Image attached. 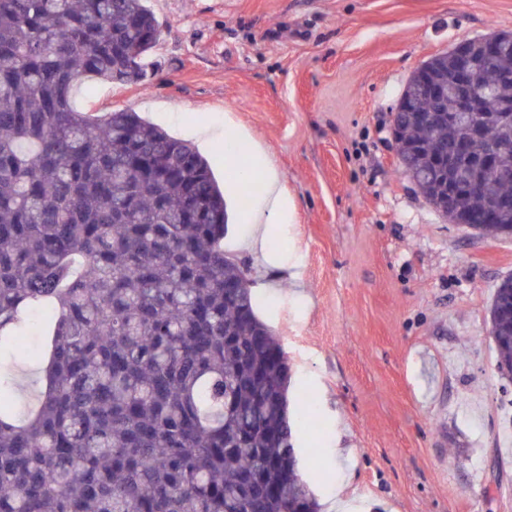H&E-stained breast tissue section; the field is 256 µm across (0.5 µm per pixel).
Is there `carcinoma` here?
Instances as JSON below:
<instances>
[{
    "label": "carcinoma",
    "mask_w": 512,
    "mask_h": 512,
    "mask_svg": "<svg viewBox=\"0 0 512 512\" xmlns=\"http://www.w3.org/2000/svg\"><path fill=\"white\" fill-rule=\"evenodd\" d=\"M161 30L146 0H0V512H321L300 470L288 360L259 319L248 268L224 249L208 162L137 113L93 120L88 77L146 79ZM484 149L512 143V44L481 75ZM426 97L393 123L401 172L442 211L434 153L462 128L428 125ZM512 200L487 177L464 206ZM471 229L512 236V212ZM512 276L488 307L512 378ZM46 308L42 385L23 413L4 358Z\"/></svg>",
    "instance_id": "obj_1"
}]
</instances>
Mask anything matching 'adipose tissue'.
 <instances>
[{
    "label": "adipose tissue",
    "instance_id": "1",
    "mask_svg": "<svg viewBox=\"0 0 512 512\" xmlns=\"http://www.w3.org/2000/svg\"><path fill=\"white\" fill-rule=\"evenodd\" d=\"M184 134L204 145L223 140L225 154L237 158L242 176L225 180V197H232L249 179L262 180L263 191L255 206L239 218L240 223L250 227L241 245L266 266H279L280 258L271 242L279 225L291 223L293 203L272 158L250 134L238 129L222 130L212 124H193L185 127Z\"/></svg>",
    "mask_w": 512,
    "mask_h": 512
}]
</instances>
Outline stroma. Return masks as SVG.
Wrapping results in <instances>:
<instances>
[{
	"mask_svg": "<svg viewBox=\"0 0 512 512\" xmlns=\"http://www.w3.org/2000/svg\"><path fill=\"white\" fill-rule=\"evenodd\" d=\"M161 29L140 84L87 79L98 118L173 136L231 123L276 161L296 221L284 269L224 240L290 367V420L319 502L353 512H512V382L487 308L512 237L448 223L396 163L391 114L416 68L463 38L512 31V0H148ZM311 396L318 429L299 423ZM340 448L351 449L347 458Z\"/></svg>",
	"mask_w": 512,
	"mask_h": 512,
	"instance_id": "obj_1",
	"label": "stroma"
}]
</instances>
